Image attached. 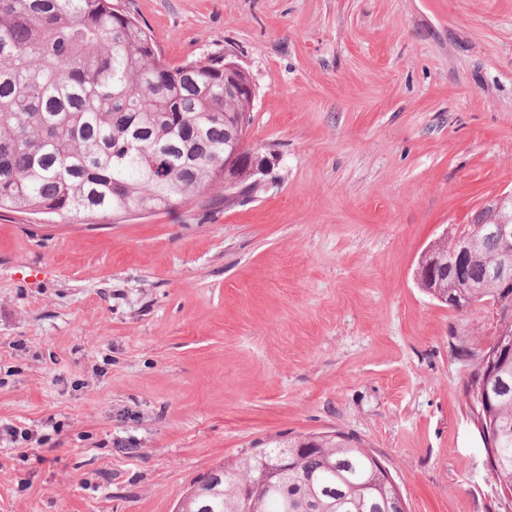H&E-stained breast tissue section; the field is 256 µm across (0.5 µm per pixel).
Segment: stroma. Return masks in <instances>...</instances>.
Wrapping results in <instances>:
<instances>
[{
	"mask_svg": "<svg viewBox=\"0 0 512 512\" xmlns=\"http://www.w3.org/2000/svg\"><path fill=\"white\" fill-rule=\"evenodd\" d=\"M256 88L250 197L95 224L0 212V512H174L274 439L340 431L405 512H512L463 384L495 306L421 254L512 194V0H121Z\"/></svg>",
	"mask_w": 512,
	"mask_h": 512,
	"instance_id": "1",
	"label": "stroma"
}]
</instances>
